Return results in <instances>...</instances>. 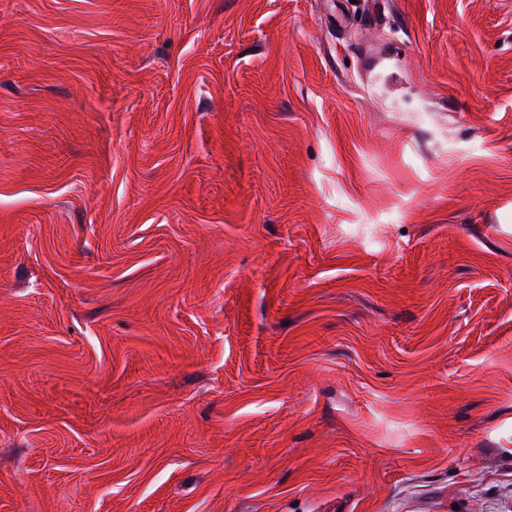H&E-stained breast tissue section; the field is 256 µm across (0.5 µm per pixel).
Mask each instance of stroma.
Instances as JSON below:
<instances>
[{
	"mask_svg": "<svg viewBox=\"0 0 512 512\" xmlns=\"http://www.w3.org/2000/svg\"><path fill=\"white\" fill-rule=\"evenodd\" d=\"M0 512H512V0H0Z\"/></svg>",
	"mask_w": 512,
	"mask_h": 512,
	"instance_id": "35a3bbf8",
	"label": "stroma"
}]
</instances>
